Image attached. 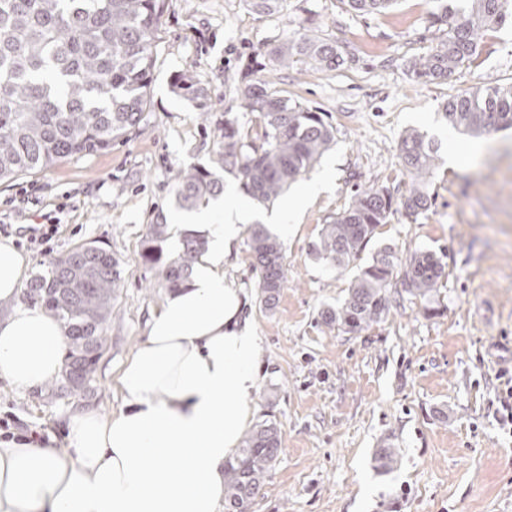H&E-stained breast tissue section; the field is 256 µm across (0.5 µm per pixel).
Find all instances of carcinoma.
Masks as SVG:
<instances>
[{
  "label": "carcinoma",
  "mask_w": 512,
  "mask_h": 512,
  "mask_svg": "<svg viewBox=\"0 0 512 512\" xmlns=\"http://www.w3.org/2000/svg\"><path fill=\"white\" fill-rule=\"evenodd\" d=\"M244 2L259 17L280 7L279 0ZM340 2L364 16L390 12L399 0ZM435 2L429 22L443 36L407 65L411 77L423 83L448 80L478 58L486 32L512 23V0H466L463 9L448 0ZM163 9L164 0H0V182L109 150L139 127L149 102ZM266 56L281 66L309 60L333 70L344 63V47L299 31L274 43ZM173 88L208 115L209 92L191 75H178ZM237 94L249 111L258 113L262 141L256 143L244 127L224 119L211 167L185 169L175 178L173 191L183 207L194 208L221 194L226 173L254 202L271 203L313 168L335 140L336 127L325 114L270 93L263 81L239 86ZM441 112L448 127L461 133L490 135L512 128V83L450 96ZM397 151L410 188L399 196L386 186L356 191L312 245L318 261L344 268L361 258L394 214L418 216L430 210L428 186L438 166V148L423 133L409 130L401 135ZM166 241L167 225H150L140 259L160 269L167 287L177 288L205 241L186 236L173 256L164 251ZM246 245L260 304L272 310L285 287L283 245L264 224L249 229ZM445 277L436 251L404 257L384 246L360 268L344 301L322 310V323L359 336L385 318L395 293L429 301ZM120 281L119 260L88 245L55 260L30 283L32 303L65 329L68 348L56 384L68 385L72 396H83L90 387ZM280 451V428L271 418L245 435L238 453L224 464V512H251ZM398 459L395 448L377 452L385 471L393 470Z\"/></svg>",
  "instance_id": "cac0c4a2"
}]
</instances>
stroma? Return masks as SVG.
Masks as SVG:
<instances>
[{"label":"stroma","instance_id":"35a3bbf8","mask_svg":"<svg viewBox=\"0 0 512 512\" xmlns=\"http://www.w3.org/2000/svg\"><path fill=\"white\" fill-rule=\"evenodd\" d=\"M433 7L400 0L392 12L357 16L340 0H283L278 13L260 18L243 0H165L144 124L112 150L0 184V241L27 255L31 272L92 242L109 248L121 270L89 393L33 392L0 377V419L34 432L36 445L66 449L71 412L122 410L117 373L167 292L139 258L149 226L181 214L174 178L209 166L220 120L235 119L261 139L233 82L250 58L307 27L347 46L343 65H268L254 77L328 114L336 142L303 180L326 172L331 180L282 239L286 285L275 309L257 298L245 241L224 264L259 338L253 419L271 415L281 429L282 451L252 512H512V436L496 420L499 374L512 373V130L451 163L448 143L463 136L439 112L448 96L512 83V27L488 33L478 59L448 81L420 83L405 63L441 37L427 22ZM183 72L207 87L209 120L173 92ZM410 128L438 148L434 203L416 217L392 216L372 245L442 253L440 313L426 317L420 300L401 294L362 335L328 329L321 310L344 300L361 265L329 269L310 248L355 186L408 190L397 143ZM43 224L58 228L45 245L30 239ZM389 445L400 463L385 473L375 457Z\"/></svg>","mask_w":512,"mask_h":512}]
</instances>
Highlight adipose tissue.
I'll return each instance as SVG.
<instances>
[{"mask_svg":"<svg viewBox=\"0 0 512 512\" xmlns=\"http://www.w3.org/2000/svg\"><path fill=\"white\" fill-rule=\"evenodd\" d=\"M253 215L212 202L179 215L205 241L182 288L164 296L126 360L123 409L71 412L63 453L0 444V512H219L224 463L238 449L258 388V338L224 262ZM28 261L0 242V377L33 389L57 378L66 338L43 309L20 305Z\"/></svg>","mask_w":512,"mask_h":512,"instance_id":"obj_1","label":"adipose tissue"}]
</instances>
